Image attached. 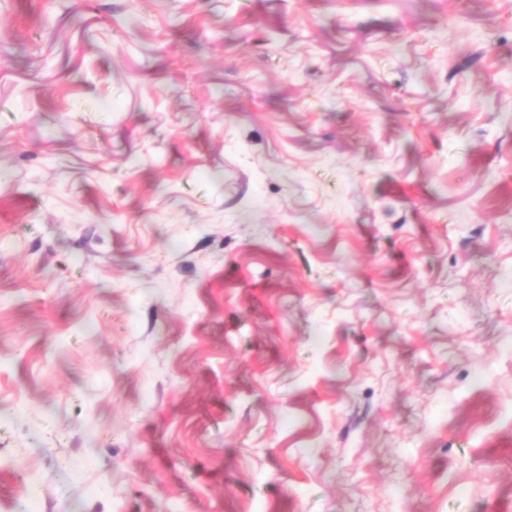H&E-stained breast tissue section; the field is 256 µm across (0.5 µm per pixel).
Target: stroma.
<instances>
[{
  "instance_id": "obj_1",
  "label": "stroma",
  "mask_w": 512,
  "mask_h": 512,
  "mask_svg": "<svg viewBox=\"0 0 512 512\" xmlns=\"http://www.w3.org/2000/svg\"><path fill=\"white\" fill-rule=\"evenodd\" d=\"M512 0H0V512H512Z\"/></svg>"
}]
</instances>
